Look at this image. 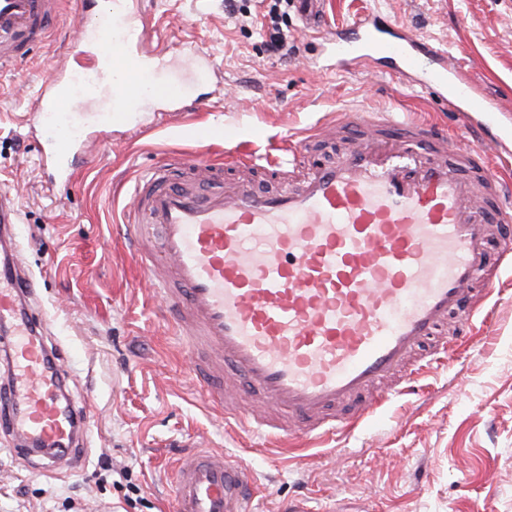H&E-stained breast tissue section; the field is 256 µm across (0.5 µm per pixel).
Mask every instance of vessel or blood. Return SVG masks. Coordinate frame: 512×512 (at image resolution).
Wrapping results in <instances>:
<instances>
[{"mask_svg":"<svg viewBox=\"0 0 512 512\" xmlns=\"http://www.w3.org/2000/svg\"><path fill=\"white\" fill-rule=\"evenodd\" d=\"M302 29L327 39L344 70L371 63L419 73L457 117L456 127L401 112L338 113L356 146L315 162L275 194L248 186L202 196L166 181L167 163L135 179L123 223L136 254L166 262L153 286L169 303L193 355L190 380L241 429L301 444L352 426L390 393L408 394L448 347L472 339L474 319L512 257V181L493 173L467 129L499 123L492 142L512 157V118L438 46L397 25L382 38L378 17L335 31L328 0H293ZM63 0H0V70L47 35ZM128 0L89 27L78 67L57 68L29 100L39 126L65 121L47 160L67 173L91 130L125 125L145 73L167 57L130 40L142 25ZM36 290L20 261L0 271V326L13 336L12 385L0 397V429L40 454L47 468L78 456L84 430L61 403L46 361ZM180 512H253L254 481L242 461L191 450L173 473Z\"/></svg>","mask_w":512,"mask_h":512,"instance_id":"obj_1","label":"vessel or blood"}]
</instances>
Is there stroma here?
Listing matches in <instances>:
<instances>
[{
	"mask_svg": "<svg viewBox=\"0 0 512 512\" xmlns=\"http://www.w3.org/2000/svg\"><path fill=\"white\" fill-rule=\"evenodd\" d=\"M240 4L235 19L224 0H144V46L168 54V73L194 102L188 118L202 135L186 139L184 118L161 115L147 95L145 129L94 134L69 179L46 161L51 133L31 129L27 104L46 67L67 63L66 46L82 24L77 4L22 64L0 71V188L14 199L44 341L61 351L65 393L87 433L80 464L48 469L18 455L14 438L0 432V512H177L171 476L187 448L245 460L261 485L256 512H283L300 498L311 512H512V264L504 265L476 336L423 375L425 395L394 396L355 430L307 451H280L225 421L207 389L185 380L188 354L146 286L151 265L133 255L122 229L135 171L165 160L170 180L191 182L194 160L212 157L219 165L202 192L239 184L272 191L275 178L225 165L226 155L264 156L343 108L400 103L427 119L444 110L436 95L382 66L337 69L321 39L299 32L293 8L280 25L297 52L269 56L270 0ZM362 12L403 21L445 45L512 112V0L328 6L332 23L343 26ZM189 45L211 55L213 70H186ZM105 460L111 470L102 469Z\"/></svg>",
	"mask_w": 512,
	"mask_h": 512,
	"instance_id": "obj_1",
	"label": "stroma"
}]
</instances>
